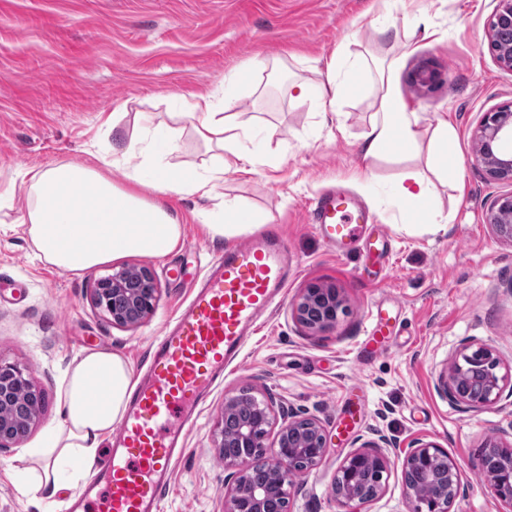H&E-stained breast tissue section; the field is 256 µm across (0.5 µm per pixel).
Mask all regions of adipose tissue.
Returning a JSON list of instances; mask_svg holds the SVG:
<instances>
[{
    "label": "adipose tissue",
    "mask_w": 512,
    "mask_h": 512,
    "mask_svg": "<svg viewBox=\"0 0 512 512\" xmlns=\"http://www.w3.org/2000/svg\"><path fill=\"white\" fill-rule=\"evenodd\" d=\"M397 58L376 61L379 85L376 109L369 118L362 153L367 159L393 160L427 156L426 171H403L394 185L396 197L406 203L428 201L434 179L444 178L445 156L455 132L447 119L434 115L431 134H423L419 113L409 111L394 81ZM356 83L343 74L337 61L326 65V80L314 86L304 81L288 87L290 99L313 101L318 116L336 114L341 98ZM174 124L154 122L138 113L136 132L117 134L113 164L127 165V187L87 164H61L25 170L32 203L22 218L35 248L47 265L68 272H86L107 262L135 254L158 258L182 241L185 221L164 199L170 195L213 197L226 174H250L266 159L270 130L238 121L236 113L216 109L212 93L182 97ZM190 125L217 162L189 174H174L163 160L176 148L179 124ZM140 161L129 165L131 155ZM136 386L133 370L120 353L105 347L82 349L58 382L60 420L43 443L25 449V468L16 471L15 484L26 498L78 490L130 405Z\"/></svg>",
    "instance_id": "adipose-tissue-1"
}]
</instances>
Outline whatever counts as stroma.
Instances as JSON below:
<instances>
[{
	"label": "stroma",
	"instance_id": "obj_1",
	"mask_svg": "<svg viewBox=\"0 0 512 512\" xmlns=\"http://www.w3.org/2000/svg\"><path fill=\"white\" fill-rule=\"evenodd\" d=\"M0 0V353L26 366L46 397L39 423L21 446L0 454V512H66L69 496L38 510L14 490L11 472L23 449L37 446L59 415L58 380L80 350L108 347L134 373L153 341L185 306L191 280L175 267L197 268L199 255L223 249L195 210L238 204L265 224L280 225L297 264L284 297L249 336L237 362L189 426L162 512H223L224 461L215 441L224 397L250 389L272 400L277 423L313 417L328 450L299 479L288 512H406L402 464L394 462L382 494L366 503L335 502L331 486L343 458L384 434L407 448L417 440L443 448L460 466L462 491L452 512H512L484 483L477 464L487 440L512 442V396L470 408L451 401L440 378L464 347L486 346L512 365V243L486 217L512 184L490 180L476 162L474 133L484 114L512 101V71L487 44L496 0ZM433 35L415 36L418 23ZM388 35H379L380 26ZM413 50L403 53L405 41ZM400 56L397 87L417 112H444L457 138L459 181H435L431 208L445 225L430 232L390 186L400 166L364 161L359 144L373 110L370 57ZM338 56L360 90L340 104V116L320 119L312 105L292 104L288 85L323 81ZM231 87L230 109L242 121L272 127L268 158L256 173L229 174L221 198L174 199L188 218L182 245L162 258L128 256L150 267L160 288L154 313L135 327L113 325L91 302L107 266L76 275L40 262L18 221L27 189L19 174L68 162L111 166L112 115L158 116L180 109V96ZM370 167V187L355 169ZM353 190L372 229L392 241L385 259L331 252L309 224L306 207L324 191ZM314 283L336 286L346 311L335 327L313 334L292 306ZM399 315L392 345L371 351L366 333L375 307Z\"/></svg>",
	"mask_w": 512,
	"mask_h": 512
}]
</instances>
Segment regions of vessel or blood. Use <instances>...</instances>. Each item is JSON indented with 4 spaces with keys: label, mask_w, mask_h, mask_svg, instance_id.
<instances>
[{
    "label": "vessel or blood",
    "mask_w": 512,
    "mask_h": 512,
    "mask_svg": "<svg viewBox=\"0 0 512 512\" xmlns=\"http://www.w3.org/2000/svg\"><path fill=\"white\" fill-rule=\"evenodd\" d=\"M308 220L339 255L357 248L368 225L359 200L341 191L319 197ZM293 271L276 229L215 256L186 308L151 348L145 378L112 436L111 460L95 471L67 512H160L181 434L282 296Z\"/></svg>",
    "instance_id": "obj_1"
}]
</instances>
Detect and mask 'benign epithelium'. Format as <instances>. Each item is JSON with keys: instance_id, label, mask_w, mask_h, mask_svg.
Instances as JSON below:
<instances>
[{"instance_id": "1", "label": "benign epithelium", "mask_w": 512, "mask_h": 512, "mask_svg": "<svg viewBox=\"0 0 512 512\" xmlns=\"http://www.w3.org/2000/svg\"><path fill=\"white\" fill-rule=\"evenodd\" d=\"M488 32V48L498 64L512 71V0H497ZM475 138L481 144L478 161L486 175L499 182L512 184V152L503 149L512 141V102L485 113ZM497 236L512 243V194L495 201L488 216ZM141 284L128 287V268L114 266L112 272L99 278L92 292L96 309L123 327L143 323L154 311L159 296L157 281L147 268L139 269ZM344 310V299L333 285L314 283L306 288L293 305L295 320L313 333L336 325L338 314ZM448 397L471 407H482L500 400L506 388L512 389V369L502 370L499 357L488 347L472 352L462 351L440 379ZM28 395L30 415L28 425L37 423L44 407V394L35 385L25 367L7 361L0 354V402L13 400L18 391ZM251 409L242 416L239 426L230 434L220 431L218 448H264L274 424L272 405L264 397L250 394ZM19 445L13 424L0 420V453ZM327 438L315 418H295L276 432L270 453L278 466L265 484L251 480L252 462L240 456L224 459L229 471L224 479V512H271L270 501L275 492L288 500L298 488L297 478L313 470L324 458ZM397 445L382 436L348 453L340 463L333 479V497L341 504L364 502L358 490L360 474L372 470L383 480L391 468V456ZM477 469L484 482L501 501L512 505V444L496 440L486 444ZM417 471L428 478L426 494L403 482V494L408 512H451L460 493V468L446 451L432 442H419L405 452L402 473Z\"/></svg>"}]
</instances>
